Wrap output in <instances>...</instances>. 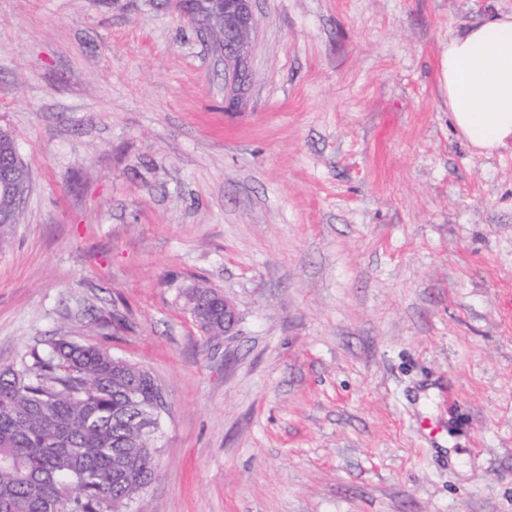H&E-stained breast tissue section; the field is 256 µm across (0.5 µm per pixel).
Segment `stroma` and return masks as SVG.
I'll use <instances>...</instances> for the list:
<instances>
[{
  "instance_id": "stroma-1",
  "label": "stroma",
  "mask_w": 512,
  "mask_h": 512,
  "mask_svg": "<svg viewBox=\"0 0 512 512\" xmlns=\"http://www.w3.org/2000/svg\"><path fill=\"white\" fill-rule=\"evenodd\" d=\"M254 10L230 109L160 0H0V130L31 176L0 369L63 335L154 376L130 512H512V150L454 131L443 76L512 0ZM203 286L234 335L195 323ZM191 296L192 311L197 317L198 309L208 306V313L204 319V326L210 338H219L220 335L232 336L239 322V312L236 304L219 292L211 288H196Z\"/></svg>"
}]
</instances>
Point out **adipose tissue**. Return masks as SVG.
I'll list each match as a JSON object with an SVG mask.
<instances>
[{"mask_svg": "<svg viewBox=\"0 0 512 512\" xmlns=\"http://www.w3.org/2000/svg\"><path fill=\"white\" fill-rule=\"evenodd\" d=\"M444 78L460 136L486 155L512 148V14L450 37Z\"/></svg>", "mask_w": 512, "mask_h": 512, "instance_id": "1", "label": "adipose tissue"}]
</instances>
